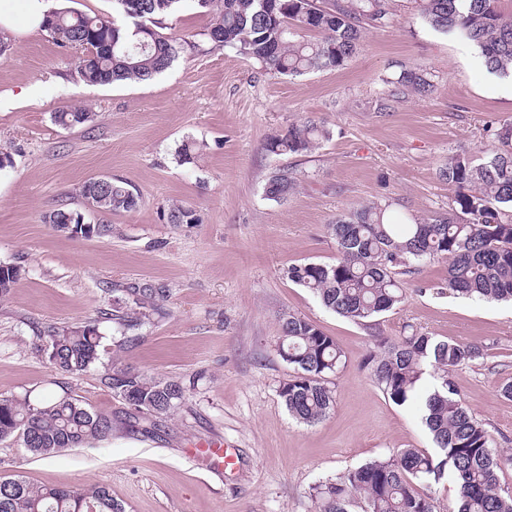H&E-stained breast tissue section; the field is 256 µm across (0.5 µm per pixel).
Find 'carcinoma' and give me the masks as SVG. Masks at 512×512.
I'll return each instance as SVG.
<instances>
[{"mask_svg":"<svg viewBox=\"0 0 512 512\" xmlns=\"http://www.w3.org/2000/svg\"><path fill=\"white\" fill-rule=\"evenodd\" d=\"M183 0H112V16L50 9L42 31L60 47L81 51L75 68L78 80L91 85L143 82L168 69L180 52L193 45L189 37L167 32L168 20ZM210 17L206 39L260 63L273 75H300L344 68L355 57L362 34L392 15L393 0H193ZM419 18L431 28L457 35L479 51L483 65L501 77H512V14L499 0H413ZM432 83L422 71L401 72L389 95L425 97ZM91 121L90 112L69 106L54 113V122L74 127ZM330 137L324 123L306 120L272 136L267 149L276 155L310 153ZM502 149L476 162L455 155L439 172L456 187L448 212L389 222L387 207L369 204L329 225L336 243L331 264L308 262L288 268V278L315 294L322 305L354 322L374 318L404 300L399 279L415 266L448 262V290L485 300H512V124L496 132ZM98 201L103 213L138 208L136 190L109 179ZM295 189L288 171L272 175L265 195L284 200ZM80 223L81 215L55 210L45 222L65 231L64 220ZM171 224H195L192 210L171 204ZM22 268L0 264V302L8 299ZM143 288L129 302L112 298V322L121 330L137 329L150 320ZM104 336L89 322L72 328L50 327L38 337V351L63 373L80 374L102 367L100 383L127 407L126 415L157 420L186 400L178 382L150 377L132 367L105 365ZM278 353L294 376L279 396L297 422L313 425L335 404L328 376L336 373L343 352L335 339L309 320L290 315L281 324ZM483 356L482 349L415 332L401 341L370 352L364 361L371 378L396 405L422 401L423 420L434 452L404 448L394 457L369 461L346 474L318 484L316 512H349L361 498L364 512H436L434 499L417 489L452 477L458 512H512V495L499 491L497 473L512 466V455L490 446L487 429L473 416L450 378L455 368ZM436 380L425 395L419 382ZM112 436V415L96 411L68 391L33 402L30 396L0 398V441L11 437L42 459ZM0 512H124L102 486L64 488L34 486L21 477L0 478Z\"/></svg>","mask_w":512,"mask_h":512,"instance_id":"cac0c4a2","label":"carcinoma"}]
</instances>
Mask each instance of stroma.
I'll list each match as a JSON object with an SVG mask.
<instances>
[{
    "instance_id": "1",
    "label": "stroma",
    "mask_w": 512,
    "mask_h": 512,
    "mask_svg": "<svg viewBox=\"0 0 512 512\" xmlns=\"http://www.w3.org/2000/svg\"><path fill=\"white\" fill-rule=\"evenodd\" d=\"M0 56V264L22 278L0 303V397L37 400L68 388L93 409L112 413L111 440L51 459L0 441V477L36 485L105 487L125 512H315L310 491L400 448L433 451L416 405L384 396L363 365L379 341L411 331L479 346L483 355L452 377L492 447L512 455V303L464 299L446 288L447 262L420 265L405 278V299L356 323L325 309L287 277L289 266L331 263L328 226L373 202L392 221L447 212L454 194L439 177L449 156L474 158L500 146L512 123V80L487 72L477 50L434 30L395 0L385 24L364 31L342 70L270 76L229 49L209 45L208 16L193 0L170 20L194 36L165 72L147 82L88 85L78 54L23 18ZM430 73L428 97L387 99L401 71ZM92 120L65 128L67 106ZM307 118L331 135L306 155L278 156L269 138ZM191 145L182 157L183 145ZM289 168L287 200L264 186ZM111 176L136 189L129 213L89 209L76 191ZM192 209L194 224L168 223L170 204ZM108 224V237L70 238L45 224L56 209ZM129 288H154L149 322L120 332L105 310ZM305 318L333 336L344 359L331 375L336 396L323 420H293L279 388L294 373L277 352L284 316ZM97 323L106 361L180 381L184 405L144 432L98 371L61 374L35 348L47 327ZM222 441L233 464L205 444Z\"/></svg>"
}]
</instances>
